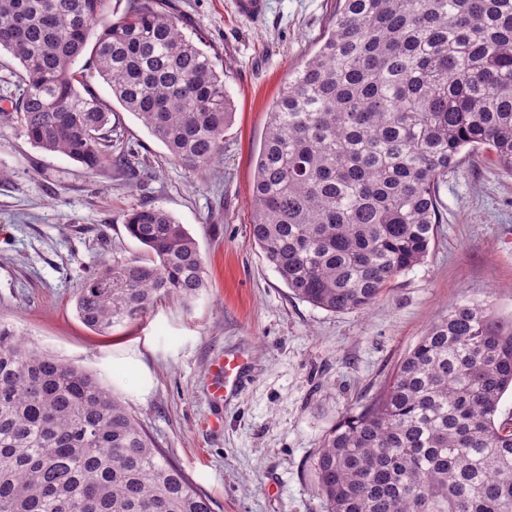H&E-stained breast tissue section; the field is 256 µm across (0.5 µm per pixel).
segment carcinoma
I'll return each instance as SVG.
<instances>
[{
    "instance_id": "obj_1",
    "label": "carcinoma",
    "mask_w": 512,
    "mask_h": 512,
    "mask_svg": "<svg viewBox=\"0 0 512 512\" xmlns=\"http://www.w3.org/2000/svg\"><path fill=\"white\" fill-rule=\"evenodd\" d=\"M110 2L0 0V52L21 68L0 121L136 180L101 79L174 160L209 169L232 116L217 52L148 0L109 20ZM466 147L512 175V0H339L268 112L250 238L294 298L363 311L428 256L438 183ZM123 223L147 257L102 263L76 298L102 335L206 288L196 240L166 210L139 204ZM16 336L0 322V512H213L96 374ZM508 391L512 318L489 300L449 308L320 442L325 512H512V425L496 423Z\"/></svg>"
}]
</instances>
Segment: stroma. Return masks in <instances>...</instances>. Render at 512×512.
Instances as JSON below:
<instances>
[{
	"mask_svg": "<svg viewBox=\"0 0 512 512\" xmlns=\"http://www.w3.org/2000/svg\"><path fill=\"white\" fill-rule=\"evenodd\" d=\"M162 2L223 58L234 113L219 161L192 171L124 111L134 182L122 164L82 169L0 123V321L30 350L95 373L214 512H323L311 465L320 441L382 391L430 324L467 299L512 315V176L486 152L464 153L438 184L427 258L369 309L333 313L295 299L250 238L254 162L273 100L330 27L336 0H267L259 20L234 0ZM141 203L184 225L209 286L190 307L163 302L100 335L78 318L76 295L100 262L145 257L122 219ZM235 351L248 377L215 401L210 363Z\"/></svg>",
	"mask_w": 512,
	"mask_h": 512,
	"instance_id": "stroma-1",
	"label": "stroma"
}]
</instances>
